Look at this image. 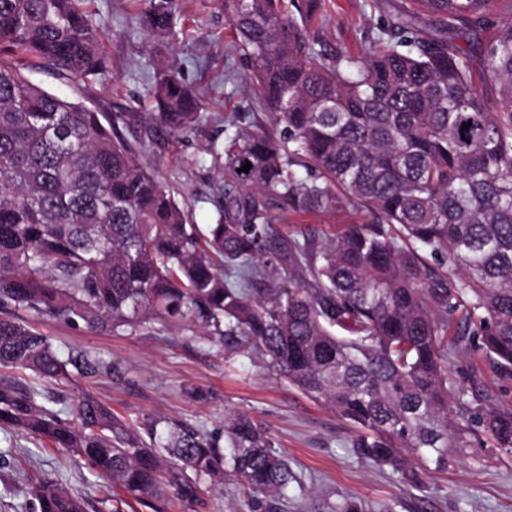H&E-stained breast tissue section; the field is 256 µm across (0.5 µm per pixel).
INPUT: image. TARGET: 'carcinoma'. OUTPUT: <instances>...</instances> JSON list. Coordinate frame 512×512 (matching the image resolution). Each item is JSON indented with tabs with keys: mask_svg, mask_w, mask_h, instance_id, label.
Segmentation results:
<instances>
[{
	"mask_svg": "<svg viewBox=\"0 0 512 512\" xmlns=\"http://www.w3.org/2000/svg\"><path fill=\"white\" fill-rule=\"evenodd\" d=\"M135 2L151 43L179 38L175 0ZM410 3L352 55L316 49L322 0H222L268 123L224 118L210 151L222 203L202 235L141 163L144 142L119 133L132 113L103 121L23 74L46 65L85 84L105 72L82 0H0V367L30 373L0 375V431L66 451L147 512H190L226 480L247 512H278L300 484L246 414H224L216 432L164 416L136 427L89 390L69 395L112 361L63 354L21 310L101 333L165 329L258 360L404 482L483 448L512 454V408L448 382L459 324L512 378V18L498 19L501 0ZM153 96L137 116L168 135L201 123L199 96L167 63ZM345 201L372 223L323 243L275 230L280 214ZM29 512H85V499L43 477Z\"/></svg>",
	"mask_w": 512,
	"mask_h": 512,
	"instance_id": "carcinoma-1",
	"label": "carcinoma"
}]
</instances>
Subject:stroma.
Returning <instances> with one entry per match:
<instances>
[{
	"label": "stroma",
	"mask_w": 512,
	"mask_h": 512,
	"mask_svg": "<svg viewBox=\"0 0 512 512\" xmlns=\"http://www.w3.org/2000/svg\"><path fill=\"white\" fill-rule=\"evenodd\" d=\"M405 6V0H325L311 33L326 50L359 54L367 49L368 37L395 22ZM84 7L100 23L105 73L77 88L47 67L28 70V77L96 112L152 111L154 53L133 0H86ZM176 16L183 35L167 51V60L200 93L205 118L180 139L157 137L134 121L124 133L146 143L143 162L168 185L190 223L203 229L218 218V175L207 149L223 140L224 115L245 112L253 121L265 115L253 86L228 77L225 51L233 34L220 0H177ZM36 326L61 352L82 349L112 357L116 373L90 389L130 423L160 414L211 430L221 426L228 412L247 413L261 422L286 451L303 485L281 501V512H329L332 504L345 501L355 503L359 512H512V456L489 448L405 487L391 471L360 458L351 446L352 428L336 412L311 401L258 361L227 359L222 349L187 343L166 330L150 336L102 334L80 323L46 319ZM450 375L459 386L478 382L503 405H512V381L501 378L476 348L454 356ZM191 388L203 391V398H189ZM12 440L0 432V451ZM13 441L30 477L22 479L13 458L0 463V512H21L32 498L34 478L43 475L93 501L98 512H133L125 504L114 507L111 486L71 457L25 437Z\"/></svg>",
	"instance_id": "35a3bbf8"
}]
</instances>
